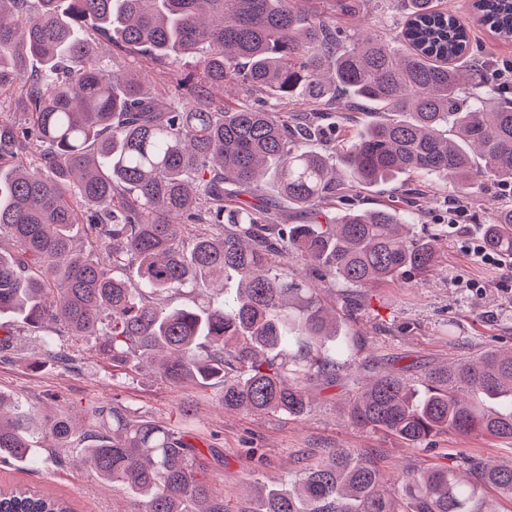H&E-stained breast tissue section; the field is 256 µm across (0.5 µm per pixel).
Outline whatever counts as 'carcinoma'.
<instances>
[{
  "mask_svg": "<svg viewBox=\"0 0 512 512\" xmlns=\"http://www.w3.org/2000/svg\"><path fill=\"white\" fill-rule=\"evenodd\" d=\"M310 0H0V94L28 114L0 124V315L38 334L46 358L66 366L70 345L92 344L118 371L156 367L173 384L222 387L227 411L301 417L307 383L334 382L352 358L338 336L336 303L288 268L309 261L323 278L353 286L420 276L438 264L433 239L410 235L408 212L386 206L329 216L344 181L373 184L417 175L465 193L486 174L512 183V97L470 94L485 61H468L469 35L440 0H402L400 46L358 34L341 46ZM483 24L512 38V0H473ZM105 42L130 56L116 70ZM190 72L154 95L139 60ZM40 63L32 77L27 62ZM235 82L303 114L222 107L206 86ZM369 102L389 119L341 147L339 170L308 142L336 109ZM36 146L29 155L27 147ZM306 224H280L263 199L241 192L266 167ZM484 246L512 257V204L492 207ZM88 251L73 244L78 216ZM232 271V296L162 300ZM102 430L76 432L67 416L41 421L0 394V463H58L76 440L106 484L133 489L141 512H229L201 451L166 424L137 420L118 404L94 410ZM349 419L408 444L448 431L512 441V349H489L430 369L420 379L387 373L353 395ZM41 430L55 447H34ZM472 480L434 468L382 489L378 470L350 448H332L249 512H498L486 486L512 500V465L467 462ZM0 512H74L25 485L0 487Z\"/></svg>",
  "mask_w": 512,
  "mask_h": 512,
  "instance_id": "obj_1",
  "label": "carcinoma"
}]
</instances>
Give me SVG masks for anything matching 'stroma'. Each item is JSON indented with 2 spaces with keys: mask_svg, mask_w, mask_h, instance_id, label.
Listing matches in <instances>:
<instances>
[{
  "mask_svg": "<svg viewBox=\"0 0 512 512\" xmlns=\"http://www.w3.org/2000/svg\"><path fill=\"white\" fill-rule=\"evenodd\" d=\"M450 2L460 9L475 53L493 63L512 59V38L491 34L472 9V0ZM409 187L405 180L360 186L343 206H391ZM510 200L511 186L491 182L462 200L450 185H430L426 196L416 200L419 212L412 231L423 239L437 237L438 271L356 290L339 282L324 290V297L341 311V333L354 345L355 363L337 371L334 383L310 384L312 405L302 417L227 412L219 402V387L174 385L150 368L116 375L83 345L72 347L69 366H60L46 360L29 331L6 316L0 317V327L13 331L15 343L13 351L0 356V393L41 415L71 414L82 431L95 427L92 410L105 403L174 426L182 424V407H190L188 436L206 458L212 486L231 512L244 506L254 487L287 480L299 464L314 463L332 448L364 451L391 493L400 490L398 477L406 470H459L467 456L512 464V444L482 434L442 433L414 447L348 419L352 395L377 373L400 371L417 379L431 365L490 346L512 347V279L475 261L469 252L470 237L481 231L492 204ZM456 203L466 216L452 230L448 209ZM80 454V449H69L66 464L48 459L28 472L0 469V485L21 482L36 490L55 489L74 503L76 512H140L136 495L102 484L89 465L79 463Z\"/></svg>",
  "mask_w": 512,
  "mask_h": 512,
  "instance_id": "1",
  "label": "stroma"
}]
</instances>
